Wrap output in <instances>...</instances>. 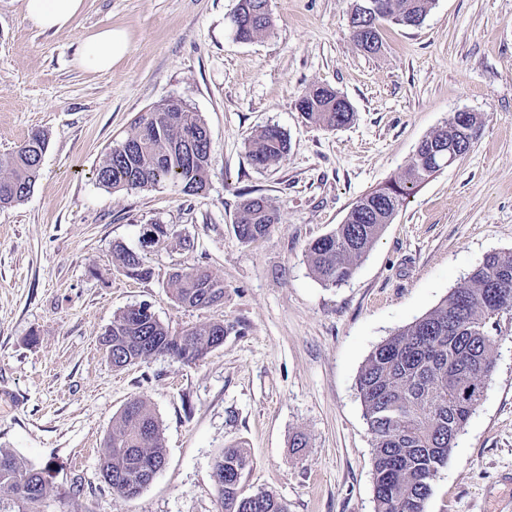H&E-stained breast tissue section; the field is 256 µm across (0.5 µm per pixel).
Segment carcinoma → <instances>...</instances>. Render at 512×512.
I'll use <instances>...</instances> for the list:
<instances>
[{"label": "carcinoma", "mask_w": 512, "mask_h": 512, "mask_svg": "<svg viewBox=\"0 0 512 512\" xmlns=\"http://www.w3.org/2000/svg\"><path fill=\"white\" fill-rule=\"evenodd\" d=\"M375 28L404 19L424 20L434 0H374ZM236 39L252 41L273 28L268 0H238L230 17ZM306 119L330 129L348 124V100L329 87H316L297 103ZM192 133L188 145L184 135ZM457 131L446 121L418 144L427 156ZM46 136L34 132L16 150L0 156V208L24 201L39 175ZM252 163L268 168L288 154V137L276 126L252 132L245 141ZM212 166L208 128L186 103L168 112L159 104L144 113L134 129L105 155L95 169L98 185L107 189H144L171 183L185 195L207 186ZM439 168L428 162L409 164L401 175L360 197L343 223L315 240L306 252L311 271L322 282L338 286L371 250L400 206ZM280 223L273 201L244 196L235 217V232L247 243L265 239ZM113 257L129 278L145 281L152 269L139 254L115 246ZM175 299L186 307L204 308L224 300V280L198 266L169 279ZM512 308V252L493 253L434 309L378 345L357 380L364 418L372 435L375 512H425L432 484L448 462L458 435L482 400L493 370L497 337L489 324ZM224 322L169 334L155 316L116 315L100 342L112 341V366L123 368L154 355H170L194 364L224 343ZM162 430L146 400L126 403L107 436L100 475L115 495L133 499L150 484L154 468L164 465ZM252 459L246 449H224L216 458L224 512H288L269 491L246 493L245 476ZM49 475L15 454L0 452V512H42Z\"/></svg>", "instance_id": "cac0c4a2"}]
</instances>
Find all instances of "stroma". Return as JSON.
I'll return each instance as SVG.
<instances>
[{"label": "stroma", "instance_id": "35a3bbf8", "mask_svg": "<svg viewBox=\"0 0 512 512\" xmlns=\"http://www.w3.org/2000/svg\"><path fill=\"white\" fill-rule=\"evenodd\" d=\"M238 0H85L74 25L45 33L22 0H0V154L34 132L47 147L32 193L0 209V450L46 468L44 512H222L212 467L227 446L250 452L249 491L288 512H374L372 438L357 388L370 353L436 307L492 253L512 252V0H434L417 27L385 25L371 55L354 43L355 0H269L270 35L236 40ZM129 31L107 74L73 63L82 36ZM328 86L350 123L306 120L298 100ZM177 97L204 119L207 190H112L93 171L135 119ZM478 113L469 152L421 185L352 277L332 287L306 249L393 180L453 113ZM276 126L290 148L253 165L244 142ZM281 215L242 242V193ZM172 234L141 245L149 224ZM122 245L153 270L128 278ZM224 281L222 304L178 303L187 266ZM150 304L174 335L224 322V343L194 365L158 355L115 369L99 338L128 307ZM494 369L440 469L426 512H512V309L495 318ZM145 398L165 463L136 498L113 494L99 459L112 422ZM306 445L293 447L296 435Z\"/></svg>", "mask_w": 512, "mask_h": 512}]
</instances>
